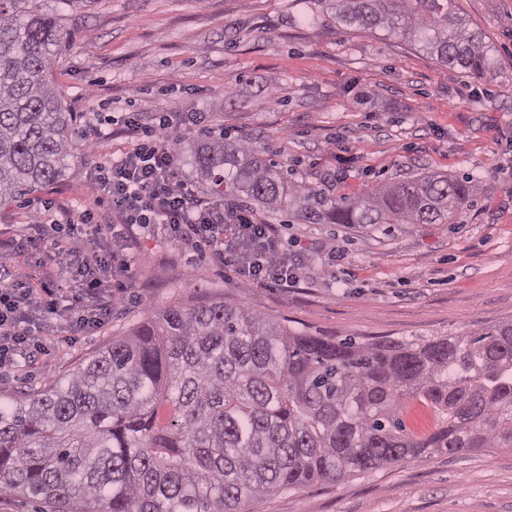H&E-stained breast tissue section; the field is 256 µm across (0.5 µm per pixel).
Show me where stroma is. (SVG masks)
Here are the masks:
<instances>
[{
  "instance_id": "obj_1",
  "label": "stroma",
  "mask_w": 512,
  "mask_h": 512,
  "mask_svg": "<svg viewBox=\"0 0 512 512\" xmlns=\"http://www.w3.org/2000/svg\"><path fill=\"white\" fill-rule=\"evenodd\" d=\"M481 32L484 78L442 65L387 29L339 25L324 0H71L73 39L52 71L76 118L65 171L32 196L0 204V234H20L44 206H98L91 168L120 156L110 118L150 119L196 106L208 120L174 153L195 180L194 151L227 133L333 197L431 172L467 174L487 190L452 224L277 225L292 286L241 287L223 258L160 240L132 251L134 285L101 326L48 355L0 368V397L63 377L147 311L222 299L329 339L416 343L512 320V0H453ZM102 120L89 146V115ZM258 512H512V453L425 454L270 496Z\"/></svg>"
}]
</instances>
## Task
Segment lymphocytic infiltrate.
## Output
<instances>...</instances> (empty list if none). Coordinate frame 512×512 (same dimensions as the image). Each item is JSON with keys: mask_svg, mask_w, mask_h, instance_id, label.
Returning <instances> with one entry per match:
<instances>
[{"mask_svg": "<svg viewBox=\"0 0 512 512\" xmlns=\"http://www.w3.org/2000/svg\"><path fill=\"white\" fill-rule=\"evenodd\" d=\"M206 119L197 108L165 109L144 122L140 113L121 119L129 139L117 159L91 170L99 203L111 223L87 210L27 225L21 236L0 238V366L45 353L63 333L92 328L124 300L116 272L131 268L128 250L138 230H160L175 245L203 244L223 256L243 285L288 286L294 273L280 252L275 225L231 203L203 200L195 184L178 174L172 150ZM55 247L36 285L29 272L10 270L6 259L23 247Z\"/></svg>", "mask_w": 512, "mask_h": 512, "instance_id": "obj_1", "label": "lymphocytic infiltrate"}]
</instances>
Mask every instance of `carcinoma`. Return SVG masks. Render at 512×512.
<instances>
[{"instance_id": "1", "label": "carcinoma", "mask_w": 512, "mask_h": 512, "mask_svg": "<svg viewBox=\"0 0 512 512\" xmlns=\"http://www.w3.org/2000/svg\"><path fill=\"white\" fill-rule=\"evenodd\" d=\"M43 0H0V201L59 177L73 114L50 80L66 37ZM336 21L388 28L442 64L492 70L452 0H334ZM197 178L217 198L300 224H449L485 189L425 173L338 200L249 147L207 140ZM418 401L437 419L407 430ZM512 451V320L423 343L295 332L222 300L144 317L66 377L0 404V494L58 512H255L273 494L422 454Z\"/></svg>"}]
</instances>
